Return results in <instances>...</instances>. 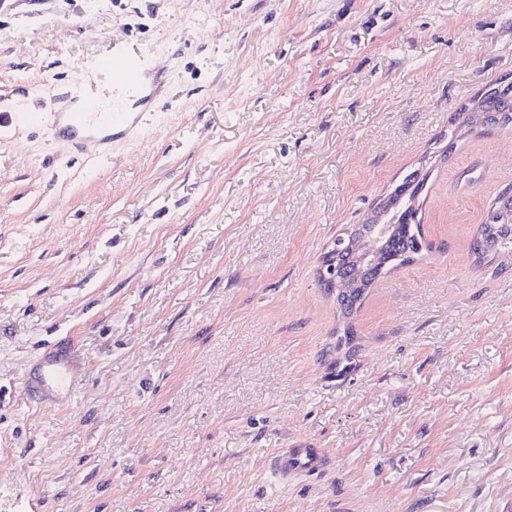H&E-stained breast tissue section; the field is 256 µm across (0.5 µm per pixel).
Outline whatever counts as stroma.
Listing matches in <instances>:
<instances>
[{"label":"stroma","instance_id":"stroma-1","mask_svg":"<svg viewBox=\"0 0 512 512\" xmlns=\"http://www.w3.org/2000/svg\"><path fill=\"white\" fill-rule=\"evenodd\" d=\"M122 48L153 97L73 151L64 95ZM505 78L512 0H0V512H512V258L471 251L512 127L433 160L431 252L352 318L318 283ZM48 344L60 401L22 385ZM41 376L47 385L62 391L69 389L66 365L55 356L45 355L41 365ZM326 464L322 448H285L272 461L276 474L288 480L295 474H310Z\"/></svg>","mask_w":512,"mask_h":512}]
</instances>
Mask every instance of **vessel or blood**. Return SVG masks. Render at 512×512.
Segmentation results:
<instances>
[{
  "label": "vessel or blood",
  "instance_id": "vessel-or-blood-1",
  "mask_svg": "<svg viewBox=\"0 0 512 512\" xmlns=\"http://www.w3.org/2000/svg\"><path fill=\"white\" fill-rule=\"evenodd\" d=\"M102 76L112 80V109L108 112L94 111L95 96L86 89L70 91L75 100H84L88 106L84 112H70L66 115V125L57 129L58 138L72 142L74 147H82L84 140L94 138L98 130L106 128L123 129L129 123V106L141 105L144 95L145 63L142 55L113 52L101 64ZM43 381L56 389L69 388L65 363L54 356H45L41 365ZM326 464V458L319 448H286L272 461L276 474L288 478L295 474H310L319 471Z\"/></svg>",
  "mask_w": 512,
  "mask_h": 512
}]
</instances>
